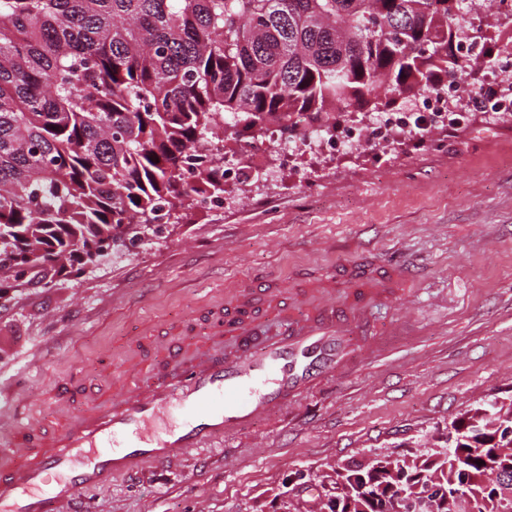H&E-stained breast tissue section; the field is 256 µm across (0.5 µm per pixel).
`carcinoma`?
<instances>
[{
    "instance_id": "cac0c4a2",
    "label": "carcinoma",
    "mask_w": 512,
    "mask_h": 512,
    "mask_svg": "<svg viewBox=\"0 0 512 512\" xmlns=\"http://www.w3.org/2000/svg\"><path fill=\"white\" fill-rule=\"evenodd\" d=\"M464 0H0V256L92 259L115 231L224 199L230 131H328L355 103L436 90L493 57L448 53ZM190 176H185V171ZM489 404L448 448L389 462L409 493L467 481L500 512Z\"/></svg>"
}]
</instances>
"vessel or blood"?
<instances>
[{"label": "vessel or blood", "mask_w": 512, "mask_h": 512, "mask_svg": "<svg viewBox=\"0 0 512 512\" xmlns=\"http://www.w3.org/2000/svg\"><path fill=\"white\" fill-rule=\"evenodd\" d=\"M409 272L366 261L321 274L294 296L246 283L158 354L135 342L121 390L67 380L47 396L57 413L14 414L0 442V512H58L113 479L165 467L224 440L351 371L356 345L378 335L370 311ZM23 456H16V449Z\"/></svg>", "instance_id": "b4317fda"}]
</instances>
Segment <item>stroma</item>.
I'll return each mask as SVG.
<instances>
[{"instance_id": "stroma-1", "label": "stroma", "mask_w": 512, "mask_h": 512, "mask_svg": "<svg viewBox=\"0 0 512 512\" xmlns=\"http://www.w3.org/2000/svg\"><path fill=\"white\" fill-rule=\"evenodd\" d=\"M221 212L196 211L138 247L66 271L45 267L0 296V390L39 417L57 382L123 367V347L168 335L249 278L288 291L342 262L404 264L418 284L372 309L383 350L291 410L186 452L170 468L87 494L84 512H322L336 465L443 448L448 424L512 402V112H468L425 141L408 133L283 170ZM298 478L290 488V478Z\"/></svg>"}]
</instances>
